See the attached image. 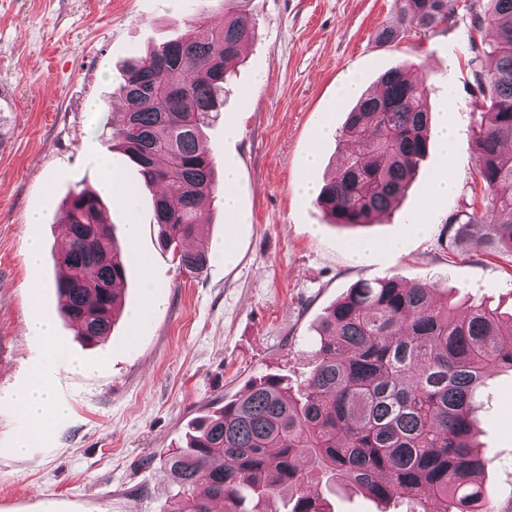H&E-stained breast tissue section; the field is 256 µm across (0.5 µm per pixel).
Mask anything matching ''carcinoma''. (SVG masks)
<instances>
[{"label":"carcinoma","mask_w":512,"mask_h":512,"mask_svg":"<svg viewBox=\"0 0 512 512\" xmlns=\"http://www.w3.org/2000/svg\"><path fill=\"white\" fill-rule=\"evenodd\" d=\"M187 20L188 33L128 64L119 93L133 109L112 116V147L139 167L154 197L160 243L189 274L210 260L199 204L216 189L203 129L224 106L230 66L255 35L252 0H216ZM401 24L429 31L448 20V0H399ZM474 26L494 30L470 60L479 90L491 92L476 133L484 207L448 224V251L512 257V0H486ZM348 113L351 151L323 185L317 205L333 224L367 225L389 211L429 151L427 86L396 66ZM68 248L54 288L61 310L88 341L111 335L123 306L126 264L103 201L69 193ZM482 225L474 235L473 226ZM435 285L391 277L360 280L326 312L314 365L296 398L267 376L241 398L197 420L186 447L166 465L179 483L173 512H273L288 490L290 512H325L318 483L355 486L403 512H495L477 476L474 403L496 372H512V316L473 300L462 312Z\"/></svg>","instance_id":"cac0c4a2"}]
</instances>
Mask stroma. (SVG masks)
Listing matches in <instances>:
<instances>
[{
  "mask_svg": "<svg viewBox=\"0 0 512 512\" xmlns=\"http://www.w3.org/2000/svg\"><path fill=\"white\" fill-rule=\"evenodd\" d=\"M200 0H0V512H170L175 477L165 466L190 422L242 397L268 374L299 388L313 366L317 325L361 279L437 283L440 294L512 310V260L463 258L448 251L446 224L467 209L476 180L473 130L484 97L471 58L492 39L472 20L482 0H448V20L383 45L399 0H252L256 34L234 67L224 109L205 131L217 165H234L246 215L224 263V192L207 200L203 235L212 260L192 276L159 244L151 193L136 166L122 162L132 203L104 197L124 253L125 308L147 307L138 328L127 313L111 335L88 343L65 319L53 288L52 256L69 192L100 189L102 156L112 152V112L120 70L186 30ZM402 65L425 79L432 128L448 124L449 159L432 146L397 208L378 223H330L314 200L299 201L302 176L314 182L337 167L346 147L320 146L321 164L304 168L315 130L343 126L354 99L338 95L346 75L376 89ZM235 125L236 136L225 133ZM448 196L433 195L440 174ZM40 212L42 223L28 221ZM426 218L421 232L413 225ZM38 235L43 261L31 272L26 242ZM375 243L365 264L350 248ZM155 288L146 291L145 278ZM37 298L54 322L59 353L46 361L26 333ZM41 379L67 407L38 439L4 396ZM481 478L496 512H512V373L501 372L476 398Z\"/></svg>",
  "mask_w": 512,
  "mask_h": 512,
  "instance_id": "stroma-1",
  "label": "stroma"
}]
</instances>
